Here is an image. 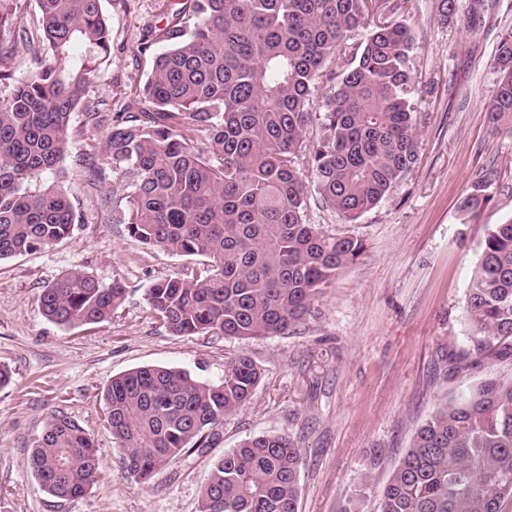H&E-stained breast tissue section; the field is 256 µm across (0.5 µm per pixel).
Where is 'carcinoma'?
Instances as JSON below:
<instances>
[{"mask_svg": "<svg viewBox=\"0 0 512 512\" xmlns=\"http://www.w3.org/2000/svg\"><path fill=\"white\" fill-rule=\"evenodd\" d=\"M410 0H186L160 29L141 96L148 111L112 120L106 152L125 184L120 222L135 241L193 261L146 291L150 313L176 336L239 341L298 327L361 242L307 222V199L354 221L416 161L411 30L395 15ZM49 59L16 81L14 46L0 42V260L69 238L68 195L28 185L60 162L71 114L93 116L91 77L112 40L102 0H37ZM367 30L346 54L348 34ZM492 66V123L512 115V29ZM321 134L307 137L322 80ZM483 184L459 204L473 211ZM125 288L74 270L43 288L42 315L71 327L109 320ZM475 358L512 359V220L489 229L464 304ZM265 369L239 352L218 381L145 366L112 378L106 428L125 477L147 482L178 457L207 447L224 417L251 399ZM300 448L261 433L216 458L198 512H298ZM42 491L61 500L102 480L90 433L52 412L29 451ZM512 500V371L481 378L442 403L414 432L387 481L379 512H500Z\"/></svg>", "mask_w": 512, "mask_h": 512, "instance_id": "carcinoma-1", "label": "carcinoma"}]
</instances>
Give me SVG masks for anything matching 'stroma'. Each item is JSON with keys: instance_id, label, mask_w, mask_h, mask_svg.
Instances as JSON below:
<instances>
[{"instance_id": "35a3bbf8", "label": "stroma", "mask_w": 512, "mask_h": 512, "mask_svg": "<svg viewBox=\"0 0 512 512\" xmlns=\"http://www.w3.org/2000/svg\"><path fill=\"white\" fill-rule=\"evenodd\" d=\"M180 0H103L112 55L88 86L102 120L76 109L60 163L39 186L61 187L77 216L71 238L0 261V364L13 372L0 389V512H197L211 462L249 436L285 433L301 450L299 512H378L380 494L417 424L447 399L465 396L475 371L436 374L439 343L470 348L463 314L479 242L512 219V134L488 121L498 80L490 62L512 29V0H461L456 21L438 0H414L402 21L413 32L417 161L382 201L353 222L308 204L310 223L347 235L363 252L347 266L295 331L246 343L221 336H175L150 314L146 290L188 267L187 259L146 248L119 224L112 188L119 180L104 145L113 117L138 100L149 72L141 43L156 34ZM18 20L0 32L17 46L15 75L34 66L42 44L36 0H16ZM483 181L484 204L472 215L461 197ZM79 269L103 284L119 281L125 300L112 319L71 328L48 322L42 288ZM265 374L250 402L225 417L205 453L185 455L145 483L123 478L119 451L104 427L102 395L112 377L141 366H168L215 380L240 351ZM58 408L79 421L98 450L102 482L82 497L43 492L29 450Z\"/></svg>"}]
</instances>
